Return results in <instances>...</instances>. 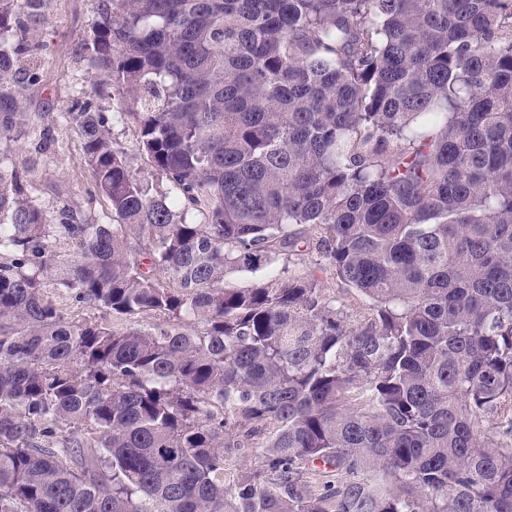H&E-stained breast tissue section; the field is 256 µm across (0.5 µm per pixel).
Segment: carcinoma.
Returning a JSON list of instances; mask_svg holds the SVG:
<instances>
[{
	"instance_id": "obj_1",
	"label": "carcinoma",
	"mask_w": 512,
	"mask_h": 512,
	"mask_svg": "<svg viewBox=\"0 0 512 512\" xmlns=\"http://www.w3.org/2000/svg\"><path fill=\"white\" fill-rule=\"evenodd\" d=\"M45 2L0 0L1 136ZM100 2L126 107L66 118L112 223H0V512H512V0ZM302 247L370 312L224 282ZM111 136L114 147L124 153L132 170L153 182L158 191L166 192L165 181L153 173L146 155L140 150L138 131L135 126L130 123H114L111 126ZM47 295L60 308L63 309L67 316L72 320H92V321H111L112 315L105 309L88 307V305L73 306L68 296L62 289H56L55 286L48 287Z\"/></svg>"
}]
</instances>
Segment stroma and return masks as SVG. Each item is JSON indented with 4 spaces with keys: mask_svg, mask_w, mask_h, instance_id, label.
I'll use <instances>...</instances> for the list:
<instances>
[{
    "mask_svg": "<svg viewBox=\"0 0 512 512\" xmlns=\"http://www.w3.org/2000/svg\"><path fill=\"white\" fill-rule=\"evenodd\" d=\"M98 0H50L40 52L39 82L28 90V119L20 138H0V174L6 181H20L24 199L42 208L47 218L68 207L81 215L103 216L104 203L91 195V178L81 157L82 138L78 129L61 119L74 96L90 90L92 69L80 50L84 35L97 17ZM112 142L126 156L133 171L151 179L158 191L165 181L155 176L139 147L138 131L132 124L111 127ZM315 275L324 284L326 296L335 298L349 319L366 311L368 301L336 280L327 261L310 249L279 256L256 270L234 266L225 271L226 283L250 288L273 278Z\"/></svg>",
    "mask_w": 512,
    "mask_h": 512,
    "instance_id": "stroma-1",
    "label": "stroma"
}]
</instances>
